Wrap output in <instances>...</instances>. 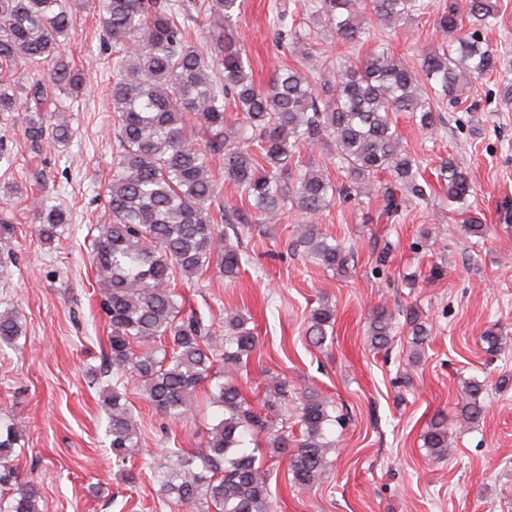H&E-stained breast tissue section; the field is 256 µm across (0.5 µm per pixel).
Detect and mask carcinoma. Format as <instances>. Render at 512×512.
<instances>
[{"label": "carcinoma", "mask_w": 512, "mask_h": 512, "mask_svg": "<svg viewBox=\"0 0 512 512\" xmlns=\"http://www.w3.org/2000/svg\"><path fill=\"white\" fill-rule=\"evenodd\" d=\"M77 0H0V113H27L30 153L69 145L73 129L64 113L67 101L82 93L83 80L61 52L73 27ZM306 21L273 17L279 42L307 57L317 49L327 65L309 74L284 62L267 86L254 81L233 26L241 0H95L102 27L112 43L114 114L112 178L104 195L108 223L96 226L91 261L99 286L98 305L110 334L106 358L112 384L104 389L109 449L126 463L140 451V431L129 402L136 392L169 420L192 409L196 388L214 382L213 403L221 410L203 447L186 452L166 448V464L154 471L165 498L177 504H212V512H274L270 473L259 458L257 436L273 455L288 456L291 483L299 490L329 472L327 437L332 400L307 387L298 392L301 435L288 439L279 403L288 398L280 377L268 381L262 418L244 396L242 370L259 347V338L239 312L225 313L224 335L216 336L203 316L184 310L178 286L199 284L211 266L232 281L243 254L224 245L228 232L253 224H274L294 211L303 224L293 249L313 263L342 275L354 247L330 238L320 220L348 198L375 196L376 223L391 224L410 206L425 202L431 184L419 162L403 147L392 115L408 112L430 132L436 119L428 91L456 103L468 85L494 72L498 54L482 46L479 32L498 24L497 0H469L466 17L454 5L434 11V0H299ZM436 13L441 47L409 66L381 45L361 65L346 66L319 46L323 29L343 45L378 39L411 20ZM205 21L206 47L190 39L191 26ZM49 70L43 76V70ZM242 114L239 123L228 111ZM326 145L336 179L301 160V151ZM224 180L216 179L214 159ZM385 173L381 181L377 175ZM31 183L13 193L32 200L42 243L60 240L69 224L66 212L42 191L44 169L29 170ZM438 180L448 204L466 216V231L479 239L488 225L471 215L472 186L453 159ZM237 188L240 204H221L222 183ZM335 310L321 303L310 311L308 343L328 341ZM410 326V357L420 362L429 330L419 310L405 313ZM394 333L392 312L378 306L369 316L373 348L386 349ZM14 308L0 310V343L24 336ZM222 363L214 371L215 363ZM484 388L466 382L464 420L484 409ZM22 438L16 419L0 416V512H40L41 491L14 464ZM431 456L450 455L448 424L432 419L423 433Z\"/></svg>", "instance_id": "cac0c4a2"}]
</instances>
